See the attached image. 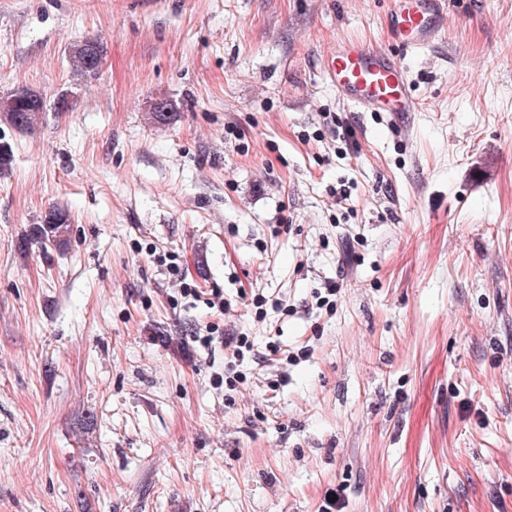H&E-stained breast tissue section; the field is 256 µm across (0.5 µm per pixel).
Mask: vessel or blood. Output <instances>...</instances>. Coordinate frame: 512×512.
Listing matches in <instances>:
<instances>
[{"label": "vessel or blood", "mask_w": 512, "mask_h": 512, "mask_svg": "<svg viewBox=\"0 0 512 512\" xmlns=\"http://www.w3.org/2000/svg\"><path fill=\"white\" fill-rule=\"evenodd\" d=\"M446 0H392L388 25L391 47L343 41L326 56L323 69L343 102L358 112H384L391 119L419 111L409 93V77L396 63L394 49L418 54L444 31Z\"/></svg>", "instance_id": "1"}]
</instances>
